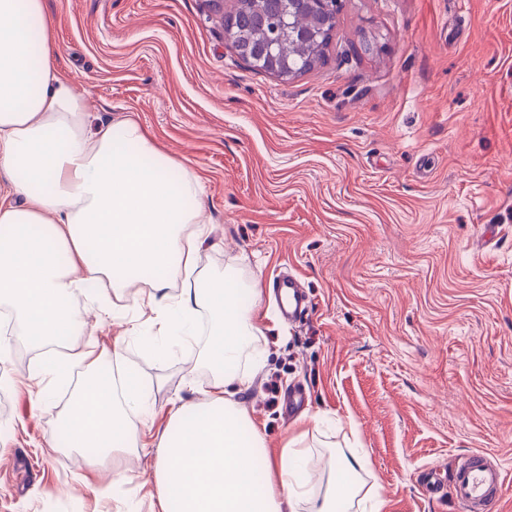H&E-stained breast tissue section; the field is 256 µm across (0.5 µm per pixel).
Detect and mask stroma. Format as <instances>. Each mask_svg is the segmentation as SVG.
<instances>
[{"instance_id": "obj_1", "label": "stroma", "mask_w": 512, "mask_h": 512, "mask_svg": "<svg viewBox=\"0 0 512 512\" xmlns=\"http://www.w3.org/2000/svg\"><path fill=\"white\" fill-rule=\"evenodd\" d=\"M54 61L106 122H139L204 179L213 275L258 285L263 335L242 368L264 366L241 407L279 450L297 431L288 388L304 387L308 464L328 476L331 449L356 425L384 512H463L419 480L448 478L458 455L488 453L512 512V0H346L324 64L291 80L253 69L224 39L208 0H44ZM299 275L312 309L284 322L270 288ZM87 293L73 310L86 342L121 327ZM24 331L0 348V512H156L147 486L166 406L202 401L212 333L164 357L128 339L123 367L147 393L141 445L114 489L54 445L84 375L35 403L19 362Z\"/></svg>"}]
</instances>
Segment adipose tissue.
<instances>
[{"instance_id": "1", "label": "adipose tissue", "mask_w": 512, "mask_h": 512, "mask_svg": "<svg viewBox=\"0 0 512 512\" xmlns=\"http://www.w3.org/2000/svg\"><path fill=\"white\" fill-rule=\"evenodd\" d=\"M50 28L43 0H0V305L16 308L38 342L80 334L71 296L104 280L116 289L150 284L134 303L160 341L210 313L213 377L206 402L168 410L173 429L154 464L160 512H382L379 490L352 479L368 466L357 450L330 457L316 491L305 421L257 476L265 439L245 427L237 396L254 378L240 367L245 339L262 329L238 280L197 268L208 222L203 178L182 171L130 118L94 124L76 82L56 68ZM178 278L186 287L170 295ZM133 334L126 328L112 346L80 352L88 383L63 412L67 447L118 456L138 446L132 418L142 390L115 388L108 374Z\"/></svg>"}]
</instances>
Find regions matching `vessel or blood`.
Wrapping results in <instances>:
<instances>
[{"label": "vessel or blood", "instance_id": "obj_1", "mask_svg": "<svg viewBox=\"0 0 512 512\" xmlns=\"http://www.w3.org/2000/svg\"><path fill=\"white\" fill-rule=\"evenodd\" d=\"M277 290L280 311L285 319H294L310 304L300 279L278 281ZM505 485L503 468L488 460L482 452L464 454L453 469V494L464 512H492L503 496Z\"/></svg>", "mask_w": 512, "mask_h": 512}]
</instances>
